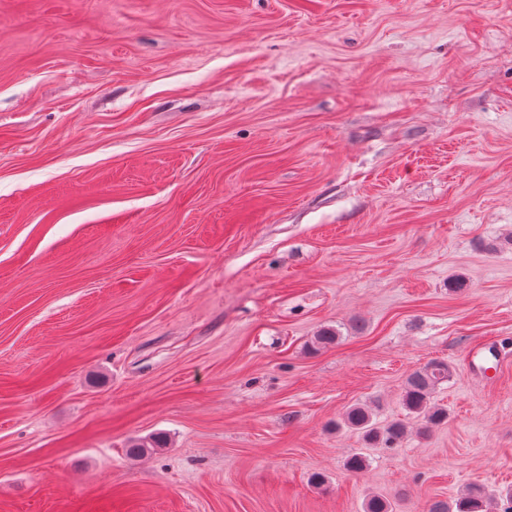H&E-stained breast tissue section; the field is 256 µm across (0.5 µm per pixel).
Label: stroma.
<instances>
[{
	"mask_svg": "<svg viewBox=\"0 0 512 512\" xmlns=\"http://www.w3.org/2000/svg\"><path fill=\"white\" fill-rule=\"evenodd\" d=\"M472 484L512 489V0H0V512ZM450 370L445 362H434L412 371L406 380L404 398L407 407L423 416L426 424L436 425L448 415L442 409L430 406V395L434 389L448 381ZM346 420L349 425L362 432L366 442H381L389 448L399 443L405 433L404 427L399 424H393L381 432L378 428L374 427L368 410L359 406L353 407L347 412Z\"/></svg>",
	"mask_w": 512,
	"mask_h": 512,
	"instance_id": "obj_1",
	"label": "stroma"
}]
</instances>
